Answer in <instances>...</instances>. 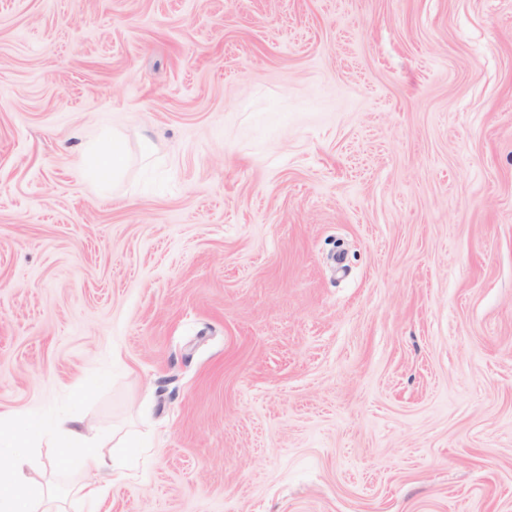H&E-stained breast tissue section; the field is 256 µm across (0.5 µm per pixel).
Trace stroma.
Wrapping results in <instances>:
<instances>
[{"label":"stroma","instance_id":"stroma-1","mask_svg":"<svg viewBox=\"0 0 512 512\" xmlns=\"http://www.w3.org/2000/svg\"><path fill=\"white\" fill-rule=\"evenodd\" d=\"M0 411L97 512H512V0H0ZM42 434L50 437L61 453L77 449L73 466L83 478L72 483L69 494L72 500L82 504H92L112 481V476L127 465V439L112 435V440L105 442L90 435L79 417L58 420L51 427L33 417L22 428L15 417L0 412V447L12 448L0 463V512H67L66 499L58 496L55 487L39 483L31 475L36 447L33 437Z\"/></svg>","mask_w":512,"mask_h":512}]
</instances>
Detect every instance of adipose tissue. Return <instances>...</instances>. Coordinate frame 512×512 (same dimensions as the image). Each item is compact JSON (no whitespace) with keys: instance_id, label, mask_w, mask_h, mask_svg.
Here are the masks:
<instances>
[{"instance_id":"adipose-tissue-1","label":"adipose tissue","mask_w":512,"mask_h":512,"mask_svg":"<svg viewBox=\"0 0 512 512\" xmlns=\"http://www.w3.org/2000/svg\"><path fill=\"white\" fill-rule=\"evenodd\" d=\"M39 435L50 437L61 452L76 454L73 465L82 478L72 483L69 499L60 498L52 484L39 483L31 475L34 439ZM0 447L9 451L0 462V512H67V500L93 503L128 461L126 438L104 441L89 434L78 417L50 426L33 417L22 427L15 417L0 412Z\"/></svg>"}]
</instances>
